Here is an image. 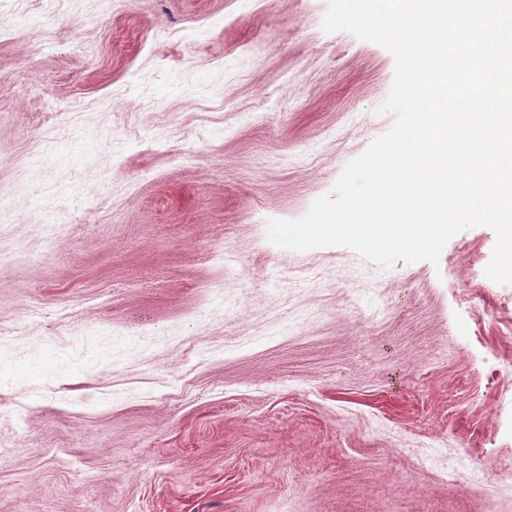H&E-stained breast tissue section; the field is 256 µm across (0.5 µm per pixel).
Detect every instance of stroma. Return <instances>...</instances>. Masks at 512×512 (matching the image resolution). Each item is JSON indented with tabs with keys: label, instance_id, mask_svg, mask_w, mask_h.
<instances>
[{
	"label": "stroma",
	"instance_id": "35a3bbf8",
	"mask_svg": "<svg viewBox=\"0 0 512 512\" xmlns=\"http://www.w3.org/2000/svg\"><path fill=\"white\" fill-rule=\"evenodd\" d=\"M328 0H0V512H512L487 226L267 237L396 117Z\"/></svg>",
	"mask_w": 512,
	"mask_h": 512
}]
</instances>
